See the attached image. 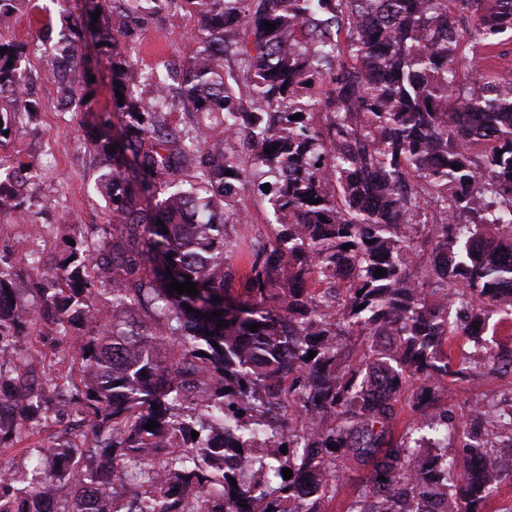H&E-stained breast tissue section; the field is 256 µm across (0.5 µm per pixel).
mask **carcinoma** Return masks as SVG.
I'll return each instance as SVG.
<instances>
[{"mask_svg": "<svg viewBox=\"0 0 512 512\" xmlns=\"http://www.w3.org/2000/svg\"><path fill=\"white\" fill-rule=\"evenodd\" d=\"M25 2L0 0L1 31ZM160 12L196 17L197 32L183 67L142 91L126 38ZM88 34L123 93L110 118L85 100ZM466 41L512 45V0L69 2L52 76L66 111L94 117L82 125L110 222L53 267L0 257V453L70 421L55 446L23 449L47 467L0 466V512H325L364 470L345 512H503L512 399L464 405L460 423L439 406L448 378L512 372V347L475 333L494 314L512 324V73L461 82ZM1 48L0 136L40 111L26 45ZM236 140L247 154L224 146ZM37 176L0 164V211L27 214ZM251 184L271 246L226 232L247 222L237 196ZM236 256L249 296L215 303ZM188 276L198 296L168 291ZM29 330L68 347V370L18 350ZM458 340L474 352L455 354ZM409 390L416 423L396 439ZM243 468L255 480L231 486Z\"/></svg>", "mask_w": 512, "mask_h": 512, "instance_id": "obj_1", "label": "carcinoma"}]
</instances>
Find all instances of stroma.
Listing matches in <instances>:
<instances>
[{"instance_id": "1", "label": "stroma", "mask_w": 512, "mask_h": 512, "mask_svg": "<svg viewBox=\"0 0 512 512\" xmlns=\"http://www.w3.org/2000/svg\"><path fill=\"white\" fill-rule=\"evenodd\" d=\"M60 9L59 0H29L14 26L0 33L2 41L25 45L33 93L40 103L35 117L16 119L8 136L0 138L1 161L32 162L39 172L30 188V214L20 217L0 212V253L19 266L34 255L43 265H54L70 239L109 221L106 203L95 186L98 160L82 144L81 116L61 109L51 76L53 55L46 25L58 22ZM194 26L193 18L177 24L160 14L134 28L133 80L139 87H147L148 76L164 71L166 66L181 67L180 48ZM240 206L246 210L248 221L235 225L236 234L262 243L273 240L275 228L269 224L267 208L258 196L242 194ZM38 224L43 227L39 233L34 230ZM487 394L512 396V374L501 377L489 373L446 385L444 401L455 410Z\"/></svg>"}]
</instances>
